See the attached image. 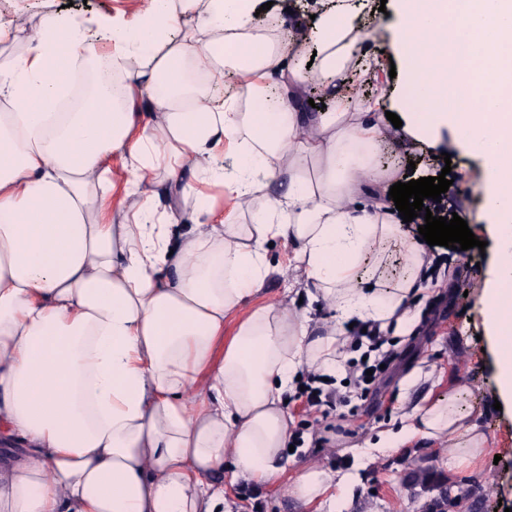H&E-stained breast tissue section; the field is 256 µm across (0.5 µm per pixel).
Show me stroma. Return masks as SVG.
I'll return each instance as SVG.
<instances>
[{"instance_id": "stroma-1", "label": "stroma", "mask_w": 512, "mask_h": 512, "mask_svg": "<svg viewBox=\"0 0 512 512\" xmlns=\"http://www.w3.org/2000/svg\"><path fill=\"white\" fill-rule=\"evenodd\" d=\"M145 0H0V18L29 30L44 14L64 13L81 21L103 15H121L136 22ZM364 31L369 34L362 51L378 58L368 67L363 97L385 94L392 113H417L412 94L402 78L390 77L389 54L397 25L396 0H361ZM320 0H274L260 12L263 22L292 35L297 51L291 62L307 65L315 49L310 32L297 28L298 20L316 14ZM438 146L424 144L403 150L381 144L376 153L380 169L395 172L397 179L438 176L443 164L437 155L451 156L453 173L467 172V182H453L440 200H426L433 215L458 214L485 248L465 251L426 246L431 274L412 334L390 339L388 346L400 359L386 376L377 394H360L352 370L360 364L354 329L345 332L342 348V378L327 379L321 387L329 398L344 397L343 425L349 436L325 430L319 412L310 410L296 395H289L288 416L296 439L293 451L285 452V470L265 484L237 481L224 486V512H432L439 488L421 485L423 474L433 472L448 479V501L442 512H494L498 506L512 508V406L494 409L497 396V353L488 335L483 292L496 269L499 241L487 230L480 215L484 170L481 158L460 148L450 129L437 134ZM418 222L401 224L396 237L369 246L360 272L389 288L411 271V244L421 242ZM277 273L267 279L256 304L289 302V282L281 275L292 251L283 242L267 250ZM453 396L463 407L467 423L476 425L486 441L485 451L471 465L449 468L448 452L438 442L420 436H404L392 444L379 441L380 433L406 426L403 417L412 403ZM326 434L322 447L312 443L313 434ZM308 465L327 470L333 485L319 500L307 504L291 492L292 484Z\"/></svg>"}]
</instances>
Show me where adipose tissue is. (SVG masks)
<instances>
[{"instance_id":"obj_1","label":"adipose tissue","mask_w":512,"mask_h":512,"mask_svg":"<svg viewBox=\"0 0 512 512\" xmlns=\"http://www.w3.org/2000/svg\"><path fill=\"white\" fill-rule=\"evenodd\" d=\"M257 8L147 0L136 24L101 19L112 76L75 112L52 106L71 63L99 56L83 23L0 21V512H224L225 476L277 479L293 436L285 397L302 366L336 375L340 352L335 326L255 304L267 246L291 245L299 294L340 321L408 334L423 249L396 287L359 273L367 245L397 227L371 153L439 127L483 161L482 216L503 240L484 307L512 403V0H398L403 80L426 111L398 129L382 124V98L353 112L340 92L367 38L350 6L312 24L331 112L306 110L308 76ZM229 69L237 95L211 104L198 75L219 83ZM144 97L151 111H137ZM188 171L228 188L250 223L226 222ZM409 417L452 458L484 451L452 398Z\"/></svg>"}]
</instances>
